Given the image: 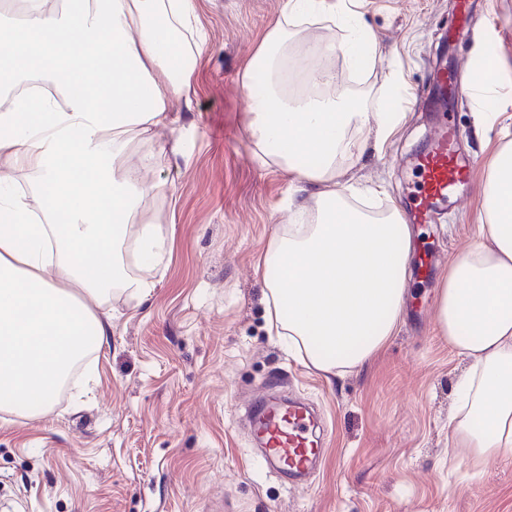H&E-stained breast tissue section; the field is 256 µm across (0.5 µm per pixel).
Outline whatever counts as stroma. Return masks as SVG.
<instances>
[{"mask_svg":"<svg viewBox=\"0 0 512 512\" xmlns=\"http://www.w3.org/2000/svg\"><path fill=\"white\" fill-rule=\"evenodd\" d=\"M459 0H354L359 22L378 38L381 59L367 73L342 55L325 57L334 83L316 81L307 48L342 42L328 16L295 24L288 54L299 82L332 95L361 88L378 109L387 83L406 99V119L383 147L361 134L343 159L339 183L380 188L364 209L415 200L409 154H422L439 115L432 67L438 57L472 63L486 47L512 63V0H489L467 20ZM283 0H197L207 36L192 62L188 99L172 104L176 133L132 135L148 153L149 182H166L135 224L173 227L150 293L109 294L108 341L38 418L0 411V512H512V457L473 461L448 436L457 383L467 369L439 334L435 303L450 259L476 240L489 162L512 141V74L498 88L500 119L476 134L475 100L453 99L450 119L476 160L463 209L412 227L411 262L433 264L430 279L407 282L396 336L364 366L329 377L284 350L267 331L268 291L259 257L288 222L291 201L314 205L288 172L260 161L248 130L242 73L280 16ZM454 34L442 44L444 31ZM180 136L181 149L169 143ZM312 405L324 434L314 476L290 485L260 467L246 409L272 379Z\"/></svg>","mask_w":512,"mask_h":512,"instance_id":"35a3bbf8","label":"stroma"}]
</instances>
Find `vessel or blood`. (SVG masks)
Segmentation results:
<instances>
[{"instance_id":"obj_1","label":"vessel or blood","mask_w":512,"mask_h":512,"mask_svg":"<svg viewBox=\"0 0 512 512\" xmlns=\"http://www.w3.org/2000/svg\"><path fill=\"white\" fill-rule=\"evenodd\" d=\"M458 140L457 129L444 125L431 148L419 156L420 181L411 212L415 223L431 221L436 210L449 203L467 181L472 161L459 151ZM253 434L261 446L264 464L284 477L294 479L312 473L322 454L312 415L297 402L281 405L257 401Z\"/></svg>"}]
</instances>
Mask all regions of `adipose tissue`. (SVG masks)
<instances>
[{"mask_svg":"<svg viewBox=\"0 0 512 512\" xmlns=\"http://www.w3.org/2000/svg\"><path fill=\"white\" fill-rule=\"evenodd\" d=\"M22 16L0 11V89L19 75L51 76L62 102L19 97L0 111V410L35 418L52 405L72 366L100 349L111 320L101 313L111 290L149 294L146 271L170 239L159 224H129L147 198L166 193L130 164L129 132L168 128L172 101L192 89L181 34L195 0H23ZM323 12L348 31L342 53L359 71L380 61L374 33L346 0H286L242 75L255 147L298 184L313 188L315 223L303 204L263 258L269 329L326 374L369 361L402 318L412 231L396 207L381 216L353 206L336 183L353 136L386 141L399 112H369L351 91L292 102L275 89V58L290 22ZM41 177L32 211L15 174ZM142 272L130 274L126 252ZM438 329L470 362L458 385L451 440L473 460L512 454V142L495 153L483 187L478 240L448 264L436 297Z\"/></svg>","mask_w":512,"mask_h":512,"instance_id":"obj_1","label":"adipose tissue"}]
</instances>
